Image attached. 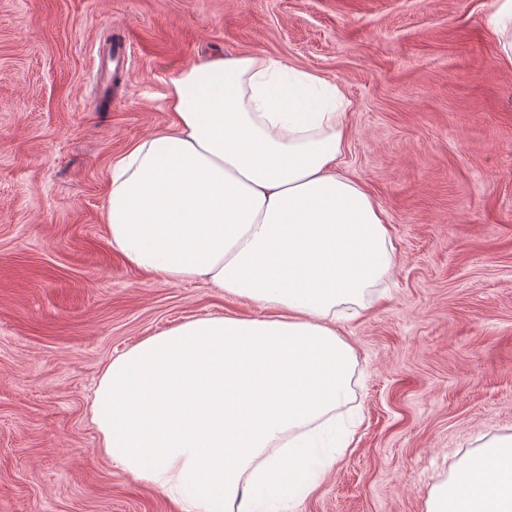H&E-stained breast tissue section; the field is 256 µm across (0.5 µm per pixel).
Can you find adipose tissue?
<instances>
[{
    "instance_id": "obj_1",
    "label": "adipose tissue",
    "mask_w": 512,
    "mask_h": 512,
    "mask_svg": "<svg viewBox=\"0 0 512 512\" xmlns=\"http://www.w3.org/2000/svg\"><path fill=\"white\" fill-rule=\"evenodd\" d=\"M167 130L111 164L110 243L133 266L264 308L180 323L105 367L91 421L112 466L185 512H282L354 440L336 411L356 354L338 321L389 279L383 210L339 172L336 83L216 55L171 80ZM425 512H512V435L434 486Z\"/></svg>"
}]
</instances>
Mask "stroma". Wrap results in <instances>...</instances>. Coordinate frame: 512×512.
I'll return each mask as SVG.
<instances>
[{
  "mask_svg": "<svg viewBox=\"0 0 512 512\" xmlns=\"http://www.w3.org/2000/svg\"><path fill=\"white\" fill-rule=\"evenodd\" d=\"M495 0H0V512H182L113 469L90 421L104 366L188 320L262 315L129 264L110 165L165 129L180 70L264 54L335 82L342 173L383 210L389 290L339 330L361 417L295 512H425L512 435V63ZM133 36L122 71L115 35ZM103 59L100 71L92 62Z\"/></svg>",
  "mask_w": 512,
  "mask_h": 512,
  "instance_id": "obj_1",
  "label": "stroma"
}]
</instances>
